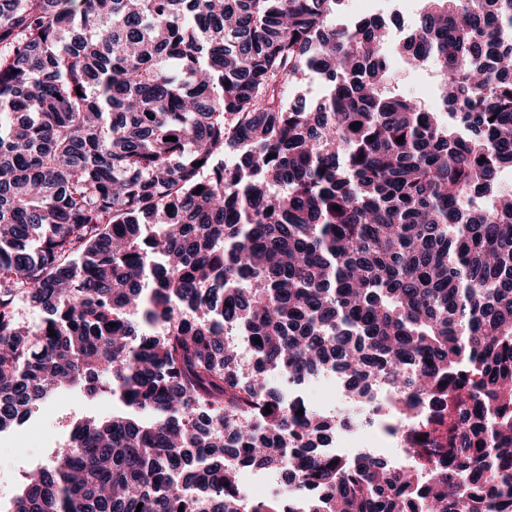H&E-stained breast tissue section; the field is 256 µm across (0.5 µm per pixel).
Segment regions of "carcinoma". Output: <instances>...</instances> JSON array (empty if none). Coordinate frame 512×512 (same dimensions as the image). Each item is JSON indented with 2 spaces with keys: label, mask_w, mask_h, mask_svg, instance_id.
I'll return each instance as SVG.
<instances>
[{
  "label": "carcinoma",
  "mask_w": 512,
  "mask_h": 512,
  "mask_svg": "<svg viewBox=\"0 0 512 512\" xmlns=\"http://www.w3.org/2000/svg\"><path fill=\"white\" fill-rule=\"evenodd\" d=\"M344 2L0 0V434L122 405L8 512H512V0H420L428 106ZM328 366L420 419L417 469L265 389ZM390 59L393 64V85L396 92L426 105L432 104L437 95L434 64L426 63L413 67L405 64L395 51L393 56L390 55Z\"/></svg>",
  "instance_id": "1"
}]
</instances>
